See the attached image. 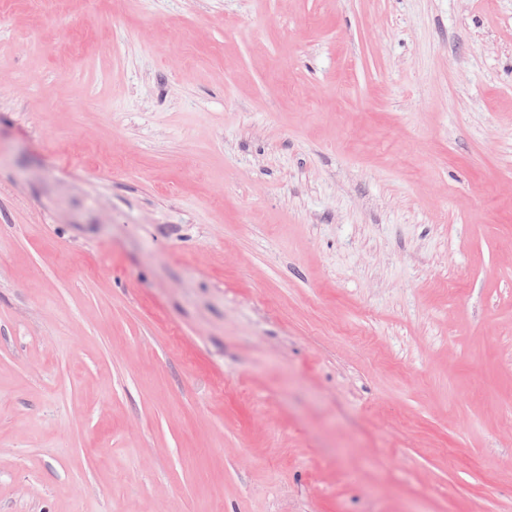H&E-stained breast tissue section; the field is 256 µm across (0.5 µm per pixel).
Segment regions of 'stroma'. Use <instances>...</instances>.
<instances>
[{"label":"stroma","mask_w":512,"mask_h":512,"mask_svg":"<svg viewBox=\"0 0 512 512\" xmlns=\"http://www.w3.org/2000/svg\"><path fill=\"white\" fill-rule=\"evenodd\" d=\"M0 512H512V0H0Z\"/></svg>","instance_id":"stroma-1"}]
</instances>
